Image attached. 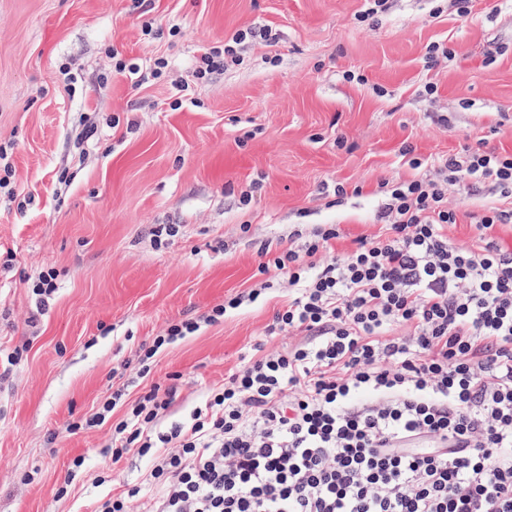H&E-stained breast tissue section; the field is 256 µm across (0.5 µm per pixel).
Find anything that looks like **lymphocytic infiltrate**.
Masks as SVG:
<instances>
[{
    "label": "lymphocytic infiltrate",
    "instance_id": "1",
    "mask_svg": "<svg viewBox=\"0 0 512 512\" xmlns=\"http://www.w3.org/2000/svg\"><path fill=\"white\" fill-rule=\"evenodd\" d=\"M238 32L204 48L180 96L239 64ZM488 184L512 195V154L468 150L387 186L378 233L331 258L337 225L264 261L252 288L168 326L139 347L135 386L154 356L230 310L288 291L268 333L294 346L242 358L205 405L171 419L175 386H153L112 421L123 391L71 423H111L113 462L151 456L139 486L95 512H512V250L498 226L512 209L474 217L462 248L448 228L449 189Z\"/></svg>",
    "mask_w": 512,
    "mask_h": 512
}]
</instances>
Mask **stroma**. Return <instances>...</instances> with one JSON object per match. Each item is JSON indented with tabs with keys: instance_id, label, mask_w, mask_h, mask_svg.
Instances as JSON below:
<instances>
[{
	"instance_id": "obj_1",
	"label": "stroma",
	"mask_w": 512,
	"mask_h": 512,
	"mask_svg": "<svg viewBox=\"0 0 512 512\" xmlns=\"http://www.w3.org/2000/svg\"><path fill=\"white\" fill-rule=\"evenodd\" d=\"M363 0H0V146L25 207L0 198V512H95L134 485L150 457L113 463L111 423L68 431L113 390L126 401L177 384L173 416L204 404L241 356L254 355L288 301L279 288L158 353L124 388L113 376L140 343L191 312L250 288L255 242L336 224L335 255L377 233V185L423 162L484 147L512 153V0H391L374 23ZM157 31L147 36L144 24ZM271 28L272 44L192 88L204 46ZM450 57H443V50ZM167 72L140 86L112 60ZM69 75H62L61 66ZM433 84L434 94L424 92ZM97 134L76 149L84 123ZM413 154H402L403 143ZM359 193L335 199L328 185ZM448 235L471 244L472 214L512 206L484 189L452 197ZM178 235L154 247L152 229ZM57 290L36 324L26 286L46 269Z\"/></svg>"
}]
</instances>
